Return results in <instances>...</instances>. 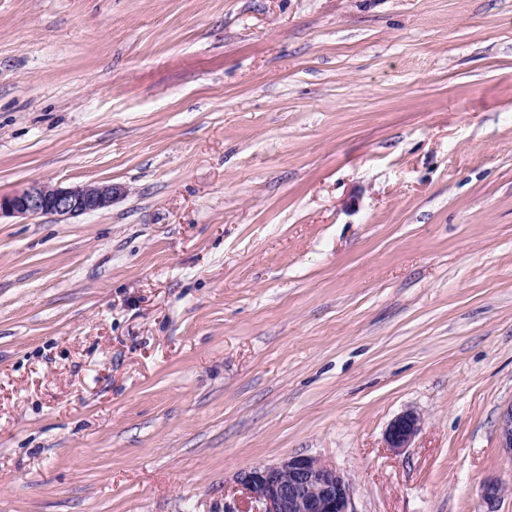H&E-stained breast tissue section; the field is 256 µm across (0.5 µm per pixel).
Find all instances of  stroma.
I'll list each match as a JSON object with an SVG mask.
<instances>
[{
  "mask_svg": "<svg viewBox=\"0 0 512 512\" xmlns=\"http://www.w3.org/2000/svg\"><path fill=\"white\" fill-rule=\"evenodd\" d=\"M33 180L120 193L0 219V512H512V0H0ZM497 436L499 448L512 458V403L506 406L498 417ZM421 419L413 412L398 415L388 426L385 433L387 448L400 452L407 448L420 428ZM239 484L260 505L256 512H353V491L336 467L308 456L242 471Z\"/></svg>",
  "mask_w": 512,
  "mask_h": 512,
  "instance_id": "1",
  "label": "stroma"
}]
</instances>
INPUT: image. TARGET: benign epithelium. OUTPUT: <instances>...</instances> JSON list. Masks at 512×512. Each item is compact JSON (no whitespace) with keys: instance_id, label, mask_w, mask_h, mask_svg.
<instances>
[{"instance_id":"benign-epithelium-1","label":"benign epithelium","mask_w":512,"mask_h":512,"mask_svg":"<svg viewBox=\"0 0 512 512\" xmlns=\"http://www.w3.org/2000/svg\"><path fill=\"white\" fill-rule=\"evenodd\" d=\"M117 193L110 183L62 187L33 180L11 194L0 195V217L52 215L64 221L110 207ZM420 423L413 412L398 415L386 430V447L395 452L408 447ZM497 436L499 448L512 458V404L498 417ZM239 484L260 505L257 512H353L349 482L336 467L313 456L295 455L277 464L250 467L240 473ZM502 492L496 482L484 484V512H495Z\"/></svg>"}]
</instances>
